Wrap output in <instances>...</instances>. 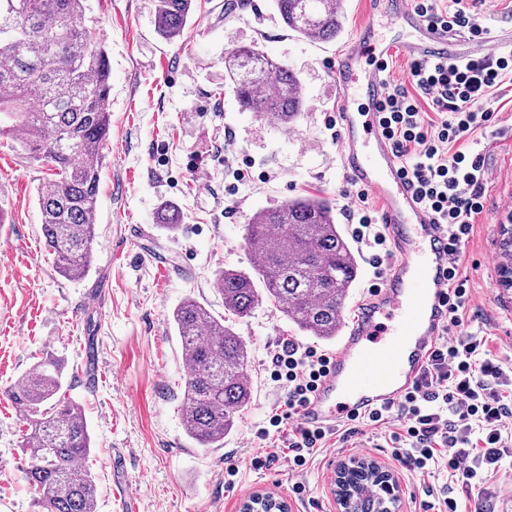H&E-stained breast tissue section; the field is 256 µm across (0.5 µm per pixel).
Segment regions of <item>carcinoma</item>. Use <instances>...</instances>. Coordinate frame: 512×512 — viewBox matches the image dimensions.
<instances>
[{
	"mask_svg": "<svg viewBox=\"0 0 512 512\" xmlns=\"http://www.w3.org/2000/svg\"><path fill=\"white\" fill-rule=\"evenodd\" d=\"M194 0H156L155 25L166 41L180 39ZM285 26L307 38L333 40L342 31V0H273ZM85 0H0V136L20 133L29 158L48 167L38 204L42 233L57 273L82 279L90 271L103 149L109 138L111 64L92 29L79 19ZM59 30L53 42L47 31ZM232 89L242 109L287 125L301 112L294 72L256 45L233 46L226 56ZM245 243L258 253L250 270L217 274L224 313L250 316L267 298L298 331L331 341L344 324L346 299L359 275L355 251L336 224L335 204L304 196L254 213ZM499 277L512 273V244L498 243ZM263 284L258 291L255 282ZM186 364L182 418L203 448L224 441L253 401L249 343L188 298L172 312ZM59 362L47 355L23 382L5 390L29 416L25 476L43 512H97L95 481L83 465L91 436L81 406L62 393ZM355 490L352 512H380L368 492L371 477L342 474Z\"/></svg>",
	"mask_w": 512,
	"mask_h": 512,
	"instance_id": "obj_1",
	"label": "carcinoma"
}]
</instances>
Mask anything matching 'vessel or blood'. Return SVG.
I'll return each instance as SVG.
<instances>
[{
    "label": "vessel or blood",
    "instance_id": "b4317fda",
    "mask_svg": "<svg viewBox=\"0 0 512 512\" xmlns=\"http://www.w3.org/2000/svg\"><path fill=\"white\" fill-rule=\"evenodd\" d=\"M380 15L399 35L376 40ZM510 51L505 36L473 44L430 25L413 0H367L350 43L334 60L341 164L352 184L378 198L394 257L381 286L358 302L328 373L302 409L306 426L333 431L397 404L448 326V230L418 203L381 127L390 59L464 63Z\"/></svg>",
    "mask_w": 512,
    "mask_h": 512
}]
</instances>
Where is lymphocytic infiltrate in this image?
<instances>
[{"label": "lymphocytic infiltrate", "mask_w": 512, "mask_h": 512, "mask_svg": "<svg viewBox=\"0 0 512 512\" xmlns=\"http://www.w3.org/2000/svg\"><path fill=\"white\" fill-rule=\"evenodd\" d=\"M430 23L488 40L490 28L471 0H415ZM512 73V56L474 59L463 64L416 62L409 86L389 90L380 110L403 173L417 200L448 229V329L433 347L415 385L395 407L363 416L378 428L396 423L390 435L392 461L424 479V497L416 512H488L487 486L505 460H512V362L486 350L485 338L463 332L462 312L469 300L468 281L459 273L460 248L483 210L489 170L481 154L469 148L467 135L490 121L495 92ZM346 209L353 238L372 251V266L384 272L393 254L369 193H349ZM332 355L312 345L282 342L271 356L270 378L285 392L283 404L259 428L261 440L276 439L274 451L252 456V469L284 463L307 468L326 447L330 431L306 427L300 412L325 376ZM445 474L444 483L432 476Z\"/></svg>", "instance_id": "obj_1"}]
</instances>
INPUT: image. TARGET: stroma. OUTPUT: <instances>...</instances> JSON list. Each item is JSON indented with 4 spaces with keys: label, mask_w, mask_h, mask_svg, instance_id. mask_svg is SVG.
Here are the masks:
<instances>
[{
    "label": "stroma",
    "mask_w": 512,
    "mask_h": 512,
    "mask_svg": "<svg viewBox=\"0 0 512 512\" xmlns=\"http://www.w3.org/2000/svg\"><path fill=\"white\" fill-rule=\"evenodd\" d=\"M196 0L183 39L156 32V0H86L82 22L96 31L111 61L108 108L112 127L104 149L89 274H57L41 234L36 190L47 169L32 162L15 138L0 137V212L11 249L0 258V391L18 381L45 354L63 367L67 397L84 410L92 450L98 512H122L124 491L136 512H240L245 499L271 494L289 512H337L332 481L337 464L368 457L390 465L389 429L363 428L320 450L309 467L257 471L244 461L266 449L255 432L284 401L269 378L270 354L284 340L335 351L336 342L300 333L280 308L263 301L234 325L250 345L254 399L223 444L202 448L182 420L185 366L171 322L184 299L224 314L216 274L227 266L250 269L245 226L258 210L304 195L325 194L346 224L344 177L335 130L332 63L353 35L364 0H344L342 32L331 41L287 29L272 0ZM258 43L290 66L301 81L303 110L284 127L243 110L228 85L224 57L230 45ZM492 120L473 139L495 177L484 209L461 247L468 279V331L489 339L493 353L512 359V290L497 286L499 226L512 217V76L501 87ZM249 164L250 174L237 170ZM174 205L178 224L156 221ZM166 263L158 273L153 258ZM99 359L96 382L87 378ZM21 406L0 394V512H39L28 484ZM238 464L235 485L224 483L226 463ZM306 491L297 498L293 482Z\"/></svg>",
    "instance_id": "stroma-1"
}]
</instances>
